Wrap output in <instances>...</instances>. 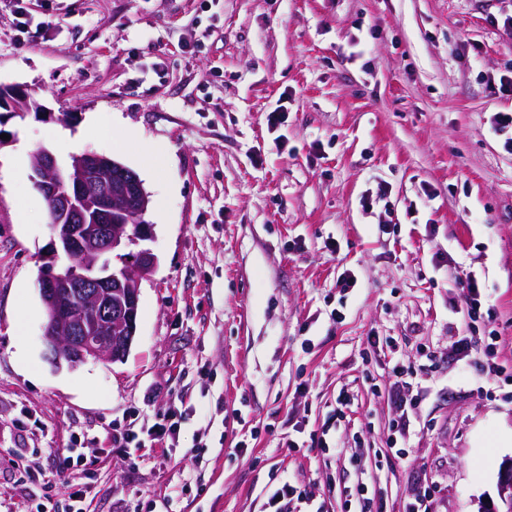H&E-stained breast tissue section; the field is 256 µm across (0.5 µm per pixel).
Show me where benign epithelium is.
I'll list each match as a JSON object with an SVG mask.
<instances>
[{"mask_svg": "<svg viewBox=\"0 0 512 512\" xmlns=\"http://www.w3.org/2000/svg\"><path fill=\"white\" fill-rule=\"evenodd\" d=\"M1 110L39 112L41 106L24 87L0 85ZM34 165L39 171L35 186L55 217L52 232L65 256L119 258L129 246L153 240V226L144 220L149 194L132 170L111 167L106 156L85 152L74 156L64 182L60 164L45 148L38 150ZM129 257L120 268L83 263L65 272L51 267L40 277L44 339L52 360L76 367L90 358L125 359L136 335L140 282L157 264L146 247ZM499 497L501 506L482 512H512V460L500 473Z\"/></svg>", "mask_w": 512, "mask_h": 512, "instance_id": "benign-epithelium-1", "label": "benign epithelium"}]
</instances>
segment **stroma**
Listing matches in <instances>:
<instances>
[{
    "mask_svg": "<svg viewBox=\"0 0 512 512\" xmlns=\"http://www.w3.org/2000/svg\"><path fill=\"white\" fill-rule=\"evenodd\" d=\"M511 15L512 0H33L22 32L0 0V83L42 106L0 115V512L70 492L59 451L81 433L92 512H265L284 480L304 493L288 512H406L426 489L435 512L498 500L512 380L487 366L512 369V152L491 119L512 113ZM42 147L112 157L150 195L158 262L124 361L46 358ZM464 270L490 326L464 311ZM175 404L163 448L143 430ZM129 428L138 441L110 447Z\"/></svg>",
    "mask_w": 512,
    "mask_h": 512,
    "instance_id": "1",
    "label": "stroma"
}]
</instances>
